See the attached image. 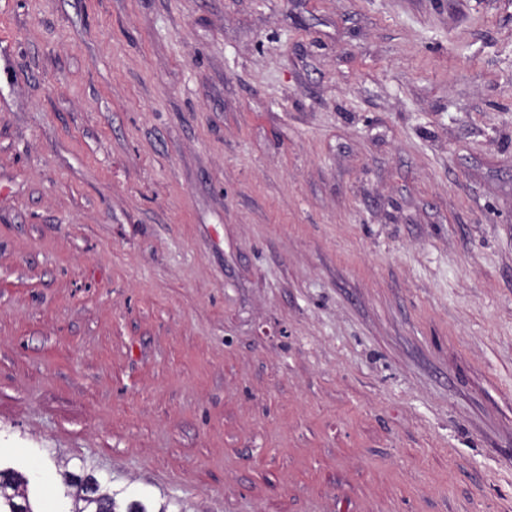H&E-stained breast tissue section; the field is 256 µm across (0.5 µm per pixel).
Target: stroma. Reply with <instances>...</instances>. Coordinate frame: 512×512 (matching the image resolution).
Listing matches in <instances>:
<instances>
[{
    "mask_svg": "<svg viewBox=\"0 0 512 512\" xmlns=\"http://www.w3.org/2000/svg\"><path fill=\"white\" fill-rule=\"evenodd\" d=\"M0 468L512 512V0H0Z\"/></svg>",
    "mask_w": 512,
    "mask_h": 512,
    "instance_id": "stroma-1",
    "label": "stroma"
}]
</instances>
